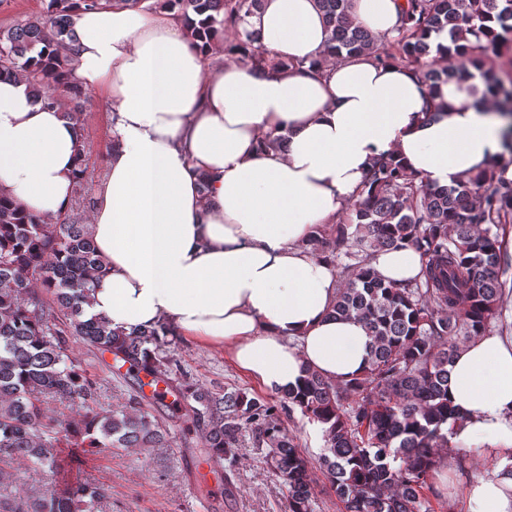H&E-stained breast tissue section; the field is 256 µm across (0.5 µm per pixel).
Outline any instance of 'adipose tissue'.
I'll return each instance as SVG.
<instances>
[{
  "instance_id": "obj_1",
  "label": "adipose tissue",
  "mask_w": 512,
  "mask_h": 512,
  "mask_svg": "<svg viewBox=\"0 0 512 512\" xmlns=\"http://www.w3.org/2000/svg\"><path fill=\"white\" fill-rule=\"evenodd\" d=\"M401 2L349 0V10L380 36L398 25ZM245 25L277 70L222 62L219 41L199 53L166 10L75 16L73 77L104 91L112 133L90 216L107 270L85 311L228 349L272 392L307 366L344 382L367 367L369 338L359 321L331 317L338 277L304 242L336 222L387 153L441 186L494 166L512 179L505 122L493 99L474 104L471 83L442 85L445 112L429 118V88L412 70L370 51L328 61L315 0H264ZM64 112L24 76L0 78V195L46 223L73 204L81 136ZM272 133L285 142L262 149ZM371 266L405 283L421 260L405 248ZM448 399L462 417L457 440L482 445L495 465L466 487L467 512H512V333L461 347Z\"/></svg>"
}]
</instances>
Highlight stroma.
Returning a JSON list of instances; mask_svg holds the SVG:
<instances>
[{
    "label": "stroma",
    "instance_id": "1",
    "mask_svg": "<svg viewBox=\"0 0 512 512\" xmlns=\"http://www.w3.org/2000/svg\"><path fill=\"white\" fill-rule=\"evenodd\" d=\"M81 117L84 145L90 157L89 183L84 190L89 198L95 194L111 144L103 91L86 90ZM69 354L97 379L99 406L116 408L125 404L131 390L120 383L117 372L101 363L83 344H71ZM172 354L202 383L257 393L262 390L222 349L180 338L173 345ZM143 408L149 415L169 422L171 446L165 451L168 470L156 473L148 455L137 450L88 454L76 467L81 476L111 485L112 512H284L286 490L250 444L240 447L235 469L227 476L231 485L223 487L226 476L206 463L198 448L184 446L180 422L170 417L164 404L147 402ZM493 472V464L484 458L481 449H470L454 459L448 471V497L454 512H466L463 490L468 481Z\"/></svg>",
    "mask_w": 512,
    "mask_h": 512
}]
</instances>
